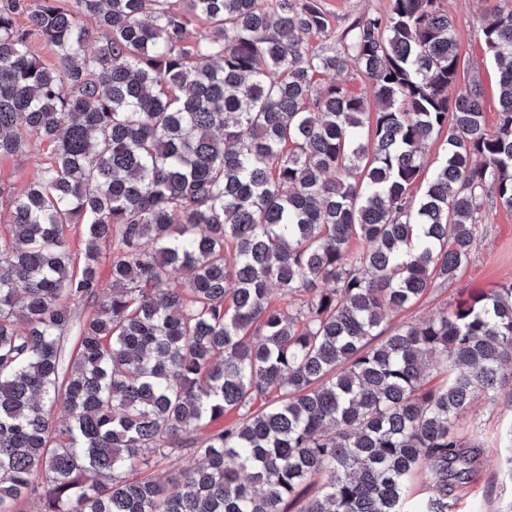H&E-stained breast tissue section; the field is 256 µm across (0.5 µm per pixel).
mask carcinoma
I'll return each instance as SVG.
<instances>
[{"label": "carcinoma", "mask_w": 512, "mask_h": 512, "mask_svg": "<svg viewBox=\"0 0 512 512\" xmlns=\"http://www.w3.org/2000/svg\"><path fill=\"white\" fill-rule=\"evenodd\" d=\"M182 2L0 0V155L51 147L0 217V512H452L482 451L465 412L512 407V282L387 320L512 210V8L482 22L490 130L439 0L313 49L316 0ZM348 69L372 98L322 81ZM176 448L201 462L132 477Z\"/></svg>", "instance_id": "1"}]
</instances>
